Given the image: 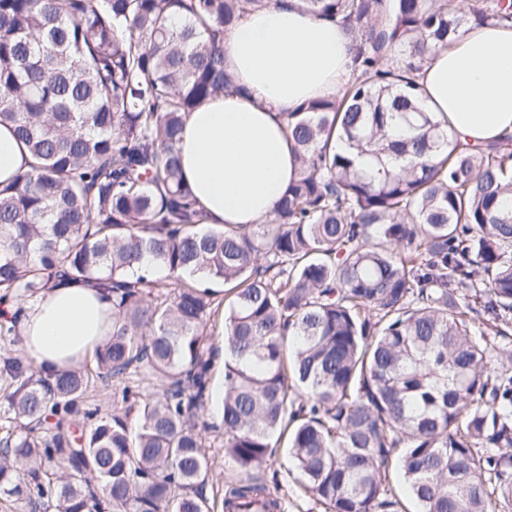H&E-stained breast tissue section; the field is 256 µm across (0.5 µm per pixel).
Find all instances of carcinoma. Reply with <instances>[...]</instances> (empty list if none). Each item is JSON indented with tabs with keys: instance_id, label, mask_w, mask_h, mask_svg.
Returning <instances> with one entry per match:
<instances>
[{
	"instance_id": "cac0c4a2",
	"label": "carcinoma",
	"mask_w": 512,
	"mask_h": 512,
	"mask_svg": "<svg viewBox=\"0 0 512 512\" xmlns=\"http://www.w3.org/2000/svg\"><path fill=\"white\" fill-rule=\"evenodd\" d=\"M269 2L0 0V123L31 157L0 187V291L23 304L91 282L114 314L93 365L49 378L0 359V495L29 512H209L193 418L221 283L219 427L240 474L226 512H280L257 473L285 434L325 512L394 507L399 447L418 512H512V368L476 328L512 329V134L460 144L419 83L462 29L511 27L512 0H301L343 26L351 73L286 113L299 169L273 217L213 226L178 143L188 113L234 87L224 32ZM145 256L172 291L125 278ZM141 369L159 391L86 406ZM223 294L224 293L221 292L217 296L215 306L212 309V315L206 322V333L209 338L206 346L209 350H219L222 344H224V321L222 320V314L224 312Z\"/></svg>"
}]
</instances>
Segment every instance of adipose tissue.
<instances>
[{"instance_id": "ef3b65f1", "label": "adipose tissue", "mask_w": 512, "mask_h": 512, "mask_svg": "<svg viewBox=\"0 0 512 512\" xmlns=\"http://www.w3.org/2000/svg\"><path fill=\"white\" fill-rule=\"evenodd\" d=\"M237 91L188 115L182 175L210 224H261L297 170L285 112L335 94L353 51L339 24L300 0H272L224 35ZM419 81L425 104L461 143L478 147L512 133V28L463 31ZM25 356L45 376L82 366L112 335V295L84 282L53 283L17 323Z\"/></svg>"}]
</instances>
